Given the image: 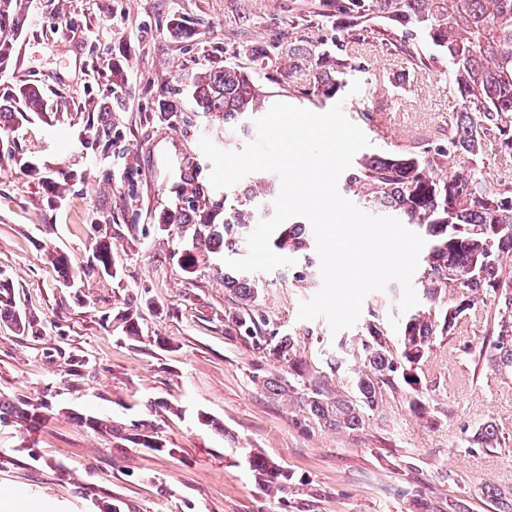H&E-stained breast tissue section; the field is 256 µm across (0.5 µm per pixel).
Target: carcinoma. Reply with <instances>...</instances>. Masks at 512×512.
Masks as SVG:
<instances>
[{"mask_svg": "<svg viewBox=\"0 0 512 512\" xmlns=\"http://www.w3.org/2000/svg\"><path fill=\"white\" fill-rule=\"evenodd\" d=\"M22 0H0V70L15 53L18 36L27 17ZM317 15L345 19L348 27L336 28V53L314 52L304 46L300 55L314 60L318 77L313 92L330 97L348 85L359 71L346 58L349 40L358 41L382 22L383 40L408 57L419 69L443 64L457 94L448 129L422 152L403 151L364 155L345 173L340 189L362 207L389 213L417 227L427 239L420 284L424 295L436 301L440 295H457L456 301L438 314L422 309L401 322L397 338L390 341L375 325L367 326L370 339L361 347L363 369L350 377L357 399L329 398L322 382L306 385L295 424L315 420L335 429L356 430L363 410L383 400V391L409 397L417 414H428V389L418 374L420 364L433 349L437 337L446 336L478 303L490 301L494 311L486 316V342L472 353L477 364H492L497 371H512V273H504V260L512 258V170L493 178L475 166L488 142L512 151V0H319ZM268 77L235 65L206 67L192 76V98L199 111L219 114L224 120V141H233L247 128L252 114L262 111L270 98ZM121 72L112 70L111 100L87 113L85 134L94 140L112 141L111 101L119 100ZM52 111L44 91L31 86L0 89V164L16 158L18 148L10 139L12 125L29 114L45 117ZM75 174L66 169L46 181L47 192L57 196ZM224 209V221L215 223L212 212ZM164 224L194 226L193 240L211 253L234 250L246 243L252 225L258 223L255 195L250 187L234 188L224 201H212L199 187L182 190ZM306 227L283 224L276 230L274 247L301 254L313 266ZM90 268L113 274L112 246L93 249ZM224 287L241 300L228 335L250 341L265 358L286 361L294 367L293 339L282 334L263 314L249 306L257 284L247 276H224ZM0 325L13 332L33 328L25 315L12 310L10 289L0 281ZM48 403L39 398L16 403L0 394V422L17 419L38 428ZM80 426L107 433L118 443L131 442L156 451L166 450L157 425L140 420L129 426L96 415L77 418ZM483 448H500L506 439L496 425L482 424L474 436ZM258 485L283 492L289 475L271 460L254 452L246 457ZM497 512H512V492L487 486L482 491Z\"/></svg>", "mask_w": 512, "mask_h": 512, "instance_id": "cac0c4a2", "label": "carcinoma"}]
</instances>
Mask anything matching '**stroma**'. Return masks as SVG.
I'll list each match as a JSON object with an SVG mask.
<instances>
[{"label":"stroma","mask_w":512,"mask_h":512,"mask_svg":"<svg viewBox=\"0 0 512 512\" xmlns=\"http://www.w3.org/2000/svg\"><path fill=\"white\" fill-rule=\"evenodd\" d=\"M315 0H27L24 54L0 71V88L53 90V111L16 125V161L0 168V277L16 310L38 330L0 329V394L15 401L45 398L49 419L36 430L0 422V512H94L117 499L124 512H417L427 502L446 512L465 500L471 512H496L484 485L512 490V447L469 449L478 424L495 423L512 439V375L474 367L471 352L486 314L472 313L460 333L439 338L422 365L430 413L413 412L405 396L386 395L354 431L294 422L299 393L273 391L267 379L288 365L266 359L227 335L238 301L224 287L225 258L246 249L199 254L187 276L182 254L192 227L160 223L175 201L188 165L212 200L211 164L199 140L220 119L197 113L187 84L197 71L226 63L252 67V51L277 59L269 89L275 100L316 113L329 103L310 97L314 62L294 44L331 49L335 19L309 21ZM185 33L170 36L171 20ZM358 65V94L343 104L347 118L377 154L424 147L448 121L453 91L438 71L379 42L347 47ZM130 94L112 111L117 135L89 142L87 110L99 102L113 66ZM179 90L180 117L157 112L159 94ZM73 170L61 197L47 178ZM112 214L98 223L99 211ZM112 244L116 276L89 269L99 241ZM67 256L78 275L66 287L53 255ZM255 308L291 334L306 380H324L351 397L347 381L368 324L395 337L403 318L402 288L369 294L357 323L332 332L325 319L298 320L300 302L320 289V272L304 261L256 272ZM138 321L137 339L128 336ZM131 424L158 423L168 448L159 452L91 432L76 414ZM220 429L199 424V415ZM264 455L291 476L273 497L244 465L243 450Z\"/></svg>","instance_id":"35a3bbf8"}]
</instances>
